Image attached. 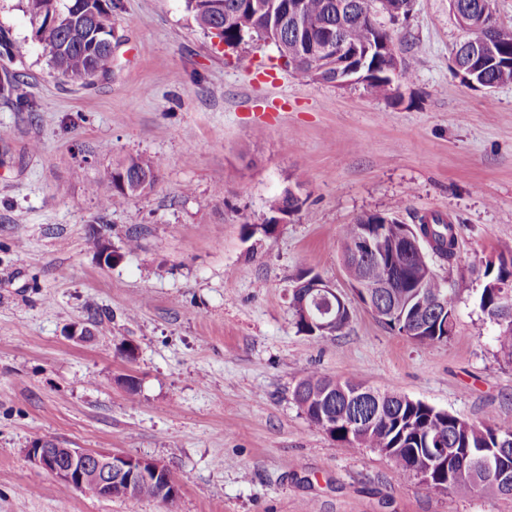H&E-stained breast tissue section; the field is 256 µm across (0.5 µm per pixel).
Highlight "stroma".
Returning a JSON list of instances; mask_svg holds the SVG:
<instances>
[{
    "mask_svg": "<svg viewBox=\"0 0 512 512\" xmlns=\"http://www.w3.org/2000/svg\"><path fill=\"white\" fill-rule=\"evenodd\" d=\"M379 20L415 62L397 100L264 70L271 44L224 51L184 0H116L111 74L74 84L48 66L22 0H0L34 103L0 98V512H512L401 479L292 399L314 368L469 422L512 421V363L475 305L476 265L512 243V84L488 94L453 77L448 0ZM137 154L157 162L155 185L103 209L89 181ZM288 187L302 212L264 234ZM375 212L455 224L458 263L435 268L456 302L448 341L418 344L357 300L336 336L298 332V273L348 292L340 228ZM102 224L109 266L87 246ZM36 438L161 461L179 494L81 493L29 459Z\"/></svg>",
    "mask_w": 512,
    "mask_h": 512,
    "instance_id": "35a3bbf8",
    "label": "stroma"
}]
</instances>
